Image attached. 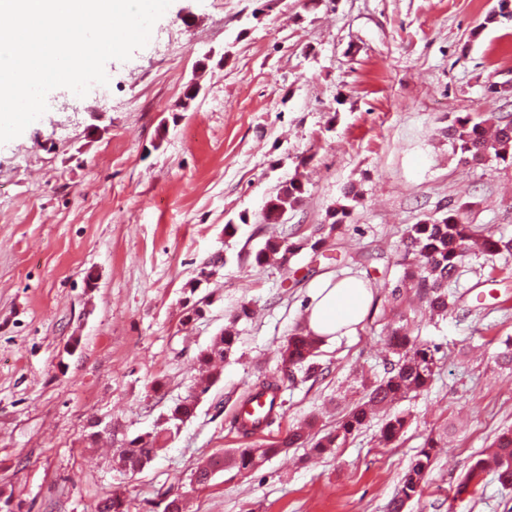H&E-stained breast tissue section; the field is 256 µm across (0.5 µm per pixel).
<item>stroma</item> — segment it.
<instances>
[{
    "mask_svg": "<svg viewBox=\"0 0 512 512\" xmlns=\"http://www.w3.org/2000/svg\"><path fill=\"white\" fill-rule=\"evenodd\" d=\"M499 0H172L149 43L105 66L108 85L65 88L0 145V494L15 512H93L125 496L131 512H389L428 435H445L420 495L403 512H512V489L487 474L475 498L449 488L512 429V260L472 258L446 318L405 308L419 342L438 346L432 385L393 405L408 425L379 445L373 417L322 455L291 448L248 474L213 456L262 448L309 421L335 429L384 375L382 304L351 336L325 340L314 380L282 373L280 349L307 321L326 276L396 284L407 227L468 203L467 218L512 235V167L462 168L454 113L512 114V20ZM186 49L168 71L157 43ZM201 91L184 94L191 82ZM307 193L280 223L261 221L290 178ZM359 195L331 229L344 193ZM236 225L235 234L224 232ZM326 240L287 263L251 257L272 236ZM251 318L237 319L241 305ZM239 335L219 380L141 472L117 448L153 431L192 390L198 357L227 326ZM278 380L279 414L262 431L233 426L260 381ZM102 420L111 436L91 438Z\"/></svg>",
    "mask_w": 512,
    "mask_h": 512,
    "instance_id": "obj_1",
    "label": "stroma"
}]
</instances>
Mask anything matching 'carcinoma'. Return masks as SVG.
Listing matches in <instances>:
<instances>
[{"instance_id":"1","label":"carcinoma","mask_w":512,"mask_h":512,"mask_svg":"<svg viewBox=\"0 0 512 512\" xmlns=\"http://www.w3.org/2000/svg\"><path fill=\"white\" fill-rule=\"evenodd\" d=\"M448 139L453 155L458 157V164L464 168L483 165L488 161L512 166L511 118L491 116L478 121L470 113L456 115L449 120ZM306 193L305 184L298 178L283 183L271 198V210L262 215L263 223H271L274 214L300 204ZM468 208L466 203L450 204L441 217H428L408 227L401 254L402 277L384 297L390 311L399 309L402 302L413 295L425 302L432 314L443 317L457 305L459 270L465 259L480 255H512V238L502 233L498 235L484 224L466 221L465 211ZM324 243L323 238L295 243L286 238L270 237L255 251L253 262L263 265L278 255L285 263L288 256L304 247L318 251ZM236 340L237 333L226 328L202 352L200 362L205 376L197 385L199 393H206L217 381V362L224 361ZM321 343V338L307 330L296 329L282 348V361L289 370L303 373L306 379L315 377L322 371L320 364L315 361ZM386 345L390 358L387 359L385 376L363 383V396L352 405L335 430L317 438L299 427L289 431L288 436L276 445L259 449L238 448L230 458L233 466L241 473H248L256 468L259 457L268 458L291 447H307L313 454H323L339 447V440L358 431L376 413L428 389L439 369V359L436 357L439 349L417 342L404 325L391 327ZM196 403L197 395L189 394L171 409L158 430L128 440L116 459L119 468L131 474L143 470L156 457L160 442L177 434L179 425L193 416ZM406 425L407 419L402 414L386 416L379 431L380 443L385 447L396 445ZM438 447L440 443L437 439H425L415 461L401 478L390 504L391 512H403L405 504L421 494ZM488 470L496 474L503 487L512 488V432L504 431L495 437L487 458L471 465L456 484L453 499H460L464 494L475 496ZM95 512H129V503L120 494L113 493L98 500Z\"/></svg>"}]
</instances>
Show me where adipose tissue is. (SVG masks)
I'll return each mask as SVG.
<instances>
[{"label": "adipose tissue", "mask_w": 512, "mask_h": 512, "mask_svg": "<svg viewBox=\"0 0 512 512\" xmlns=\"http://www.w3.org/2000/svg\"><path fill=\"white\" fill-rule=\"evenodd\" d=\"M372 294L362 279L329 277L313 287L308 328L322 337L354 333L364 320Z\"/></svg>", "instance_id": "adipose-tissue-1"}]
</instances>
